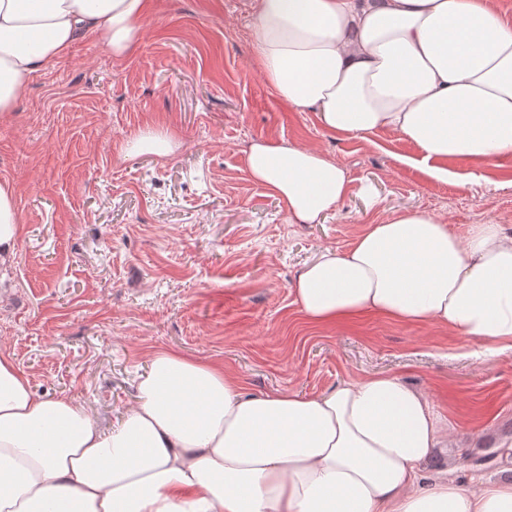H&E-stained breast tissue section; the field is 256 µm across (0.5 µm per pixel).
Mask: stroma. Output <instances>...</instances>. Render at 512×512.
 <instances>
[{
	"label": "stroma",
	"mask_w": 512,
	"mask_h": 512,
	"mask_svg": "<svg viewBox=\"0 0 512 512\" xmlns=\"http://www.w3.org/2000/svg\"><path fill=\"white\" fill-rule=\"evenodd\" d=\"M252 25L251 0H148L132 54L113 58L82 36L0 116V184L21 227L0 281V350L38 393L105 426L162 351L221 365L252 395L390 374L428 393L457 431L459 447L428 473L466 484L512 468V352L483 357L475 341L380 314L315 326L292 292L319 249L344 252L408 210L445 216L460 235L512 231V156L452 159V179L437 181L404 165L420 152L391 132H326L261 77ZM148 128L172 135L173 156L122 153ZM261 139L336 158L347 198L317 223H289L249 177Z\"/></svg>",
	"instance_id": "1"
}]
</instances>
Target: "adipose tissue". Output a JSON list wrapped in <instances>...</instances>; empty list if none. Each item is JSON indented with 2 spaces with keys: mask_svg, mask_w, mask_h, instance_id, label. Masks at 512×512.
<instances>
[{
  "mask_svg": "<svg viewBox=\"0 0 512 512\" xmlns=\"http://www.w3.org/2000/svg\"><path fill=\"white\" fill-rule=\"evenodd\" d=\"M145 16L146 0H0V114L81 36L127 57ZM253 40L263 79L326 130L391 131L439 179L451 158L512 156V23L494 0H255ZM247 169L293 224L349 192L343 165L308 146L254 142ZM19 237L14 192L0 185V270ZM293 293L315 325L376 313L512 350V233L475 224L459 235L411 210L343 253L322 249ZM137 392L105 428L38 394L0 351V512H512V478L423 475L456 432L393 375L253 396L220 366L160 352Z\"/></svg>",
  "mask_w": 512,
  "mask_h": 512,
  "instance_id": "obj_1",
  "label": "adipose tissue"
}]
</instances>
